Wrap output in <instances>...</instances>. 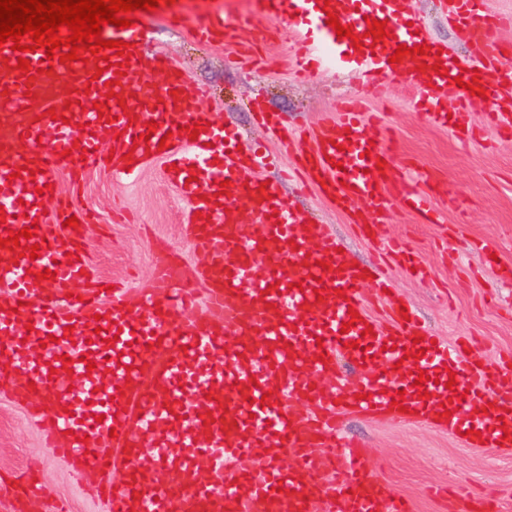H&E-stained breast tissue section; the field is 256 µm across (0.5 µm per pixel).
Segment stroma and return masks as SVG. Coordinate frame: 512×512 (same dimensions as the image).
<instances>
[{
	"mask_svg": "<svg viewBox=\"0 0 512 512\" xmlns=\"http://www.w3.org/2000/svg\"><path fill=\"white\" fill-rule=\"evenodd\" d=\"M407 7L424 19L435 42L456 55L469 52L466 31L443 15L435 0H407ZM172 8L191 22L205 10L222 11L231 22L250 18L239 40H260L267 59L263 65L240 60L224 41H199L162 15L146 17L144 24L150 34L148 51L167 55L190 86L205 90L203 105L217 122L276 154V163L259 172L267 181L282 183V170L296 156L283 152L255 124L251 98L261 97L279 113L298 146L308 147L322 116L335 111L341 98L365 92L347 70L296 80L290 55L294 34L267 18L262 0H173ZM415 95L414 84L398 75L387 78L378 94L369 97L370 111L379 113L397 148L394 173L402 175L407 161L419 163L423 185L439 186L461 198L463 211L435 197L439 221L425 224L393 201L387 224L361 229L317 190L304 191L291 182L282 183L283 192L293 206L343 241L351 262L381 266L393 295L415 308L428 332L451 344L464 335L474 337L485 361L492 363L512 354V138L498 134L486 105L477 102L469 114L476 137L468 148H461L447 129L417 116ZM56 182L60 196L90 217L85 254L99 279L126 281L131 297H138L154 263L148 248L152 239L168 245L185 275H193L201 265L182 231L189 203L169 180L163 156L150 158L131 182L114 180L103 167L62 171ZM390 236L405 240L421 261L423 275H414L403 257L386 256ZM484 242L496 246V258L485 256L480 248ZM338 428L366 444L376 462V476L407 498L412 512H455L464 499H494L501 512H512V448H469L447 429L422 419L346 416ZM22 470L34 472L69 512H107L74 482L69 466L44 447L26 410L0 390V474ZM441 486L453 489L448 500L431 496V488Z\"/></svg>",
	"mask_w": 512,
	"mask_h": 512,
	"instance_id": "stroma-1",
	"label": "stroma"
}]
</instances>
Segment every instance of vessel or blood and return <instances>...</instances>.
<instances>
[{"label": "vessel or blood", "mask_w": 512, "mask_h": 512, "mask_svg": "<svg viewBox=\"0 0 512 512\" xmlns=\"http://www.w3.org/2000/svg\"><path fill=\"white\" fill-rule=\"evenodd\" d=\"M272 19L290 21L301 75L352 66L370 89L409 73L421 95L418 115L454 132L460 142L479 78L491 123L512 131V44L498 29L512 15L485 0H446V13L471 40V58L454 59L427 36L406 0H263ZM361 36L360 48L338 39L328 15ZM387 22L388 38L369 37L370 21ZM239 24L218 12L200 16V40H235ZM125 55L87 62L50 59L44 48L20 53L0 46V240L36 225L21 246L37 258L11 262L0 250V368L11 395L29 409L49 452L67 462L79 483L98 489L108 512H411L409 501L379 483L364 445L339 437L341 414L401 418L449 410L448 431L467 444L512 448V358L481 361L461 338L434 341L419 315L403 319L387 284L365 276L340 254L336 237L308 223L281 187L264 184L270 163L261 147L213 122L201 90L189 87L165 55L143 52L136 27L113 30ZM411 52L390 63L399 45ZM425 54H417L416 46ZM29 69L17 71L19 59ZM442 62L447 75L435 73ZM165 78L157 93L152 74ZM107 101L97 111L96 101ZM257 123L287 141L278 113L256 106ZM154 130H147V123ZM205 125L191 137L188 128ZM149 141H140V134ZM26 150H19V143ZM115 153L105 160L103 145ZM163 154L167 171L193 212L184 234L202 255L203 290L183 277L152 242L153 274L140 301L115 284L93 281L84 259V227L65 224L56 204L58 169L108 166L114 179L128 166ZM391 147L360 99L340 103L325 120L301 167L310 185L337 207L355 205L356 224L384 223L390 200L436 223L431 195L409 164L392 175ZM49 280H39L43 271ZM388 301L390 325H374L367 307ZM358 321H350L349 309ZM350 330H343V322ZM373 334H366V326ZM418 359H411V352ZM72 358L64 370V358ZM424 387H415L419 375ZM403 407H396V400ZM277 447L283 459H257ZM123 467L125 479H110ZM23 500L64 512L33 477H17Z\"/></svg>", "instance_id": "obj_1"}]
</instances>
